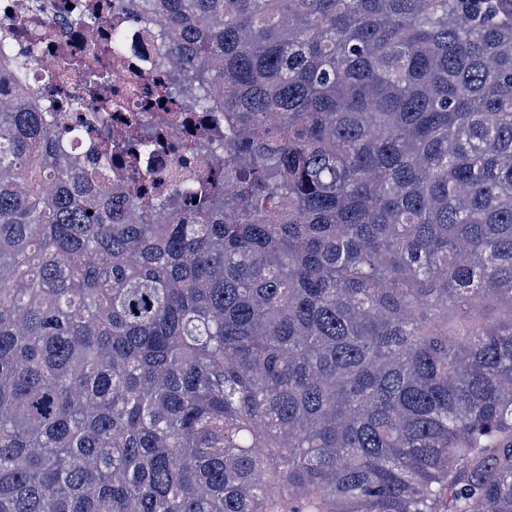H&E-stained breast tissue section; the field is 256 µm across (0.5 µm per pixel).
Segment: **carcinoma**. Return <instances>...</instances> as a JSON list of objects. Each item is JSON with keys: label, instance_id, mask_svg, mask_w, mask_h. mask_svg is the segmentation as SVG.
I'll return each instance as SVG.
<instances>
[{"label": "carcinoma", "instance_id": "1", "mask_svg": "<svg viewBox=\"0 0 512 512\" xmlns=\"http://www.w3.org/2000/svg\"><path fill=\"white\" fill-rule=\"evenodd\" d=\"M140 11L224 170L131 113L114 204L0 69V512H512V0Z\"/></svg>", "mask_w": 512, "mask_h": 512}]
</instances>
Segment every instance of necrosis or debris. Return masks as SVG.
Masks as SVG:
<instances>
[{"label":"necrosis or debris","instance_id":"4bbe7bcc","mask_svg":"<svg viewBox=\"0 0 512 512\" xmlns=\"http://www.w3.org/2000/svg\"><path fill=\"white\" fill-rule=\"evenodd\" d=\"M89 0H0V55L23 57L34 55L39 70L36 81L43 98L55 94L73 97L82 93L83 75L66 74L57 87H50L47 76L55 69L60 48L79 54H94L97 67L110 81L99 103L90 105L84 117L92 129L71 152L75 166L90 170L108 165L103 144L121 129V117L128 112L144 115L150 145L143 154L144 166L154 174L159 194L168 195L178 187L177 178L187 175L206 181L224 159V153L202 132L187 124L173 122L166 109L146 107L150 90L157 84L173 80L177 70L165 65L167 43L160 24L149 18L133 16L130 0H96L101 11L93 32H85L77 20ZM123 36V61L115 63L104 47L112 40L113 30ZM50 31L52 41L41 38Z\"/></svg>","mask_w":512,"mask_h":512}]
</instances>
